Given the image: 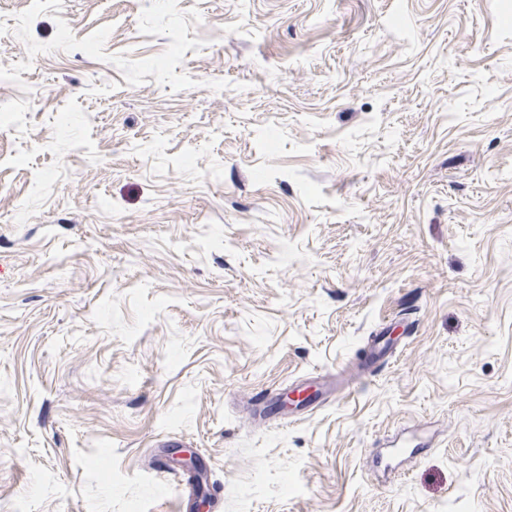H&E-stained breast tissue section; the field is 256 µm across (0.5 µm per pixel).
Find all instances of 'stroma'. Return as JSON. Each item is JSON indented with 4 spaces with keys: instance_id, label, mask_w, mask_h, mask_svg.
<instances>
[{
    "instance_id": "stroma-1",
    "label": "stroma",
    "mask_w": 512,
    "mask_h": 512,
    "mask_svg": "<svg viewBox=\"0 0 512 512\" xmlns=\"http://www.w3.org/2000/svg\"><path fill=\"white\" fill-rule=\"evenodd\" d=\"M174 442L210 512H512V0H0V512H179ZM393 342L386 337L375 336L369 349L370 365L364 366V371L370 374L380 364H383L386 358L392 353Z\"/></svg>"
}]
</instances>
